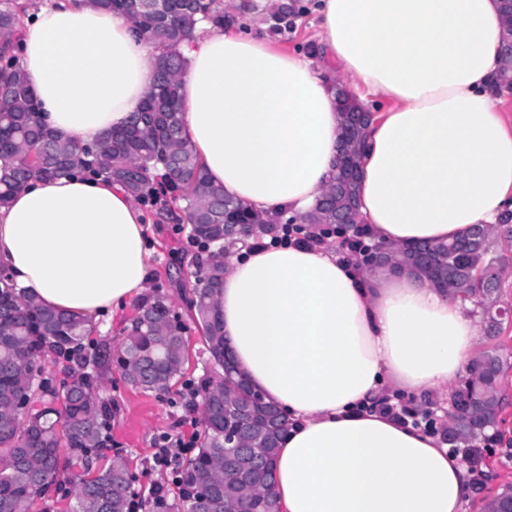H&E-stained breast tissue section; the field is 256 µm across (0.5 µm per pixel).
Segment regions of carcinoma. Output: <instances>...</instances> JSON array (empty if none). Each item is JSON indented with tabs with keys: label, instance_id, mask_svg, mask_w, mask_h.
I'll return each mask as SVG.
<instances>
[{
	"label": "carcinoma",
	"instance_id": "1",
	"mask_svg": "<svg viewBox=\"0 0 512 512\" xmlns=\"http://www.w3.org/2000/svg\"><path fill=\"white\" fill-rule=\"evenodd\" d=\"M96 6L129 16L137 35L160 49L153 59L154 80L145 102L151 115L138 123L139 113L121 131L108 132L84 145L63 138L43 126L39 108L13 52H0V81L12 87L0 103V207L6 205L25 180L63 175L78 167L120 185L138 202L158 207L163 219L177 220L182 210L190 224V237L205 254L193 284V319L202 331L210 375L197 388L201 401L202 432L196 453L181 465L182 497L169 503L153 501L168 512H206L194 488L216 476L228 449L222 444L224 427L241 420L238 397L224 392V332L219 305L224 281V230L253 224V238L275 237L281 225L264 218L212 184L192 148L183 137L179 109L180 77L185 58L182 43L199 22L216 28L230 23L221 0H162L159 9L135 11L132 0H91ZM305 7L298 0H278L269 20L274 32L295 26ZM21 19L0 0V31L13 43ZM336 203L316 200L305 221L325 234L335 227ZM436 264L423 266L408 251L399 252L401 263L434 278H454L453 295L466 299L471 285L462 270L475 263L497 265L491 235L479 238L468 252L448 250L445 242L431 243ZM187 326L172 313L164 295L156 292L137 305V316L116 347L106 343L86 351L88 322L77 315L48 308L26 296L12 281H0V512H34L37 501L50 498L70 484L73 512H129L133 480L120 457L106 459L104 431L112 418V401L99 391L104 383L101 368L116 366L132 385L150 392H165L177 383L186 362ZM63 360L69 364L67 380L60 387L41 378V362ZM486 364L503 367L496 348L481 351L470 377L454 393L468 407L457 425L468 432L487 434L497 426L503 406L491 399L499 393V379L489 378ZM18 398L35 400L40 408L21 417L13 412ZM280 427L267 412L249 426L246 445L260 449L273 463L281 436ZM272 469L243 483L222 475L211 512L237 509L250 502V512H269L274 497Z\"/></svg>",
	"mask_w": 512,
	"mask_h": 512
}]
</instances>
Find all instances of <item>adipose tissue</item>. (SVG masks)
<instances>
[{
    "mask_svg": "<svg viewBox=\"0 0 512 512\" xmlns=\"http://www.w3.org/2000/svg\"><path fill=\"white\" fill-rule=\"evenodd\" d=\"M322 57L385 98L358 185L373 242L410 247L496 224L512 200V122L494 85L499 0H319ZM180 48L183 133L210 180L271 218L301 217L333 178L342 120L320 59L273 47L243 9ZM157 50L89 0L29 14L21 67L40 116L87 143L124 128ZM138 203L72 171L0 207V266L44 306L94 321L147 288ZM235 364L288 415L275 462L283 512H467L473 474L438 436L380 414L398 395L449 403L479 317L424 276L366 271L327 243L232 254L221 292Z\"/></svg>",
    "mask_w": 512,
    "mask_h": 512,
    "instance_id": "1",
    "label": "adipose tissue"
}]
</instances>
